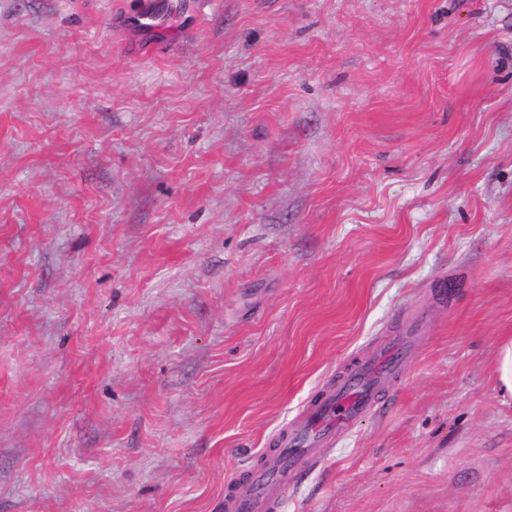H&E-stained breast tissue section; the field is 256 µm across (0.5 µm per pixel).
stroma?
Segmentation results:
<instances>
[{"mask_svg": "<svg viewBox=\"0 0 512 512\" xmlns=\"http://www.w3.org/2000/svg\"><path fill=\"white\" fill-rule=\"evenodd\" d=\"M412 332L273 512H512V0H0V512H225ZM494 376L502 394L512 396V336L503 337L497 343Z\"/></svg>", "mask_w": 512, "mask_h": 512, "instance_id": "35a3bbf8", "label": "stroma"}]
</instances>
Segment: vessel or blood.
I'll list each match as a JSON object with an SVG mask.
<instances>
[{
  "label": "vessel or blood",
  "instance_id": "b4317fda",
  "mask_svg": "<svg viewBox=\"0 0 512 512\" xmlns=\"http://www.w3.org/2000/svg\"><path fill=\"white\" fill-rule=\"evenodd\" d=\"M397 354L381 352L366 359L356 371L326 392L311 410L281 438L282 450L267 469L255 473L225 505L227 512H266L271 500L280 497L295 472L316 456L323 444L349 432L355 421L376 406L379 391L397 373Z\"/></svg>",
  "mask_w": 512,
  "mask_h": 512
}]
</instances>
